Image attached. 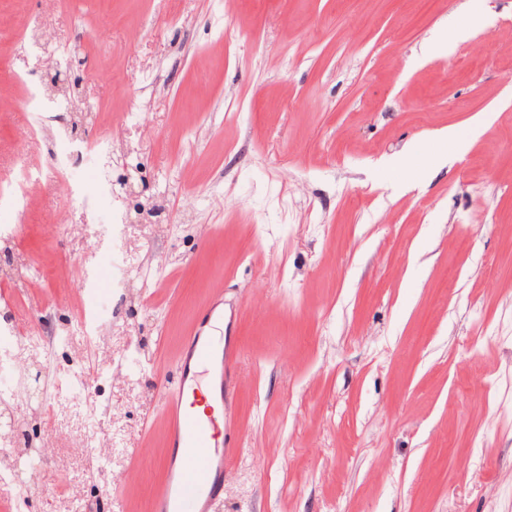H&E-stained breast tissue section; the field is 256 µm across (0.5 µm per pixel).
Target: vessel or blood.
I'll return each instance as SVG.
<instances>
[{"label": "vessel or blood", "mask_w": 512, "mask_h": 512, "mask_svg": "<svg viewBox=\"0 0 512 512\" xmlns=\"http://www.w3.org/2000/svg\"><path fill=\"white\" fill-rule=\"evenodd\" d=\"M224 380V340L186 337L176 362L182 400L169 407L170 447L180 449L179 463L169 464L153 512H208L223 492L224 436L214 414L194 410L189 398L200 393L201 378Z\"/></svg>", "instance_id": "obj_1"}]
</instances>
